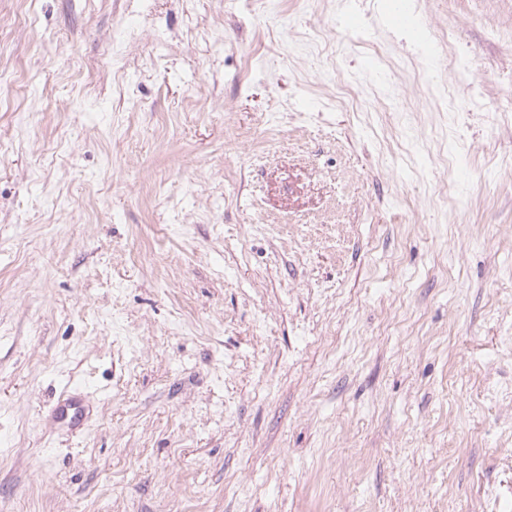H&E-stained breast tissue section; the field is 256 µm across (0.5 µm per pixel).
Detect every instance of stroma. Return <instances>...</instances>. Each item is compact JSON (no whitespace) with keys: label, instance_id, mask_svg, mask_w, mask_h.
Segmentation results:
<instances>
[{"label":"stroma","instance_id":"1","mask_svg":"<svg viewBox=\"0 0 512 512\" xmlns=\"http://www.w3.org/2000/svg\"><path fill=\"white\" fill-rule=\"evenodd\" d=\"M388 2L0 0V512H512V0ZM82 406V400L74 395H63L53 408V416L56 420L69 424L80 425L86 419Z\"/></svg>","mask_w":512,"mask_h":512}]
</instances>
